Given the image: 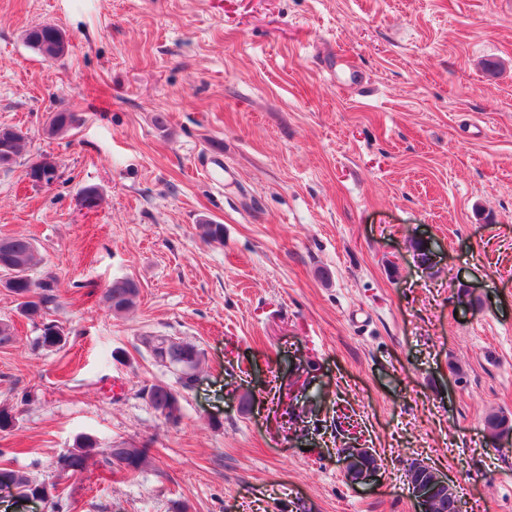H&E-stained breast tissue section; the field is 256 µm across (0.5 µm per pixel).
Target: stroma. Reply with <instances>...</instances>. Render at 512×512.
I'll return each mask as SVG.
<instances>
[{"instance_id": "35a3bbf8", "label": "stroma", "mask_w": 512, "mask_h": 512, "mask_svg": "<svg viewBox=\"0 0 512 512\" xmlns=\"http://www.w3.org/2000/svg\"><path fill=\"white\" fill-rule=\"evenodd\" d=\"M45 22L60 59L23 40ZM61 109L84 121L48 137ZM0 125L61 163L50 187L0 169V237L34 239L68 332L33 349L0 289L11 468L77 512H415V460L461 512H512V436L484 437L512 417V0H0ZM120 276L141 295L115 317ZM146 336L204 353L178 425L140 394L176 379ZM82 433L148 463L58 477ZM345 448L375 450L378 486ZM61 29L51 24H38L26 29L23 39L27 46L44 59H59L67 52L61 46V39L69 50V40ZM140 286L129 276L113 278L105 289L103 300L110 303L109 308L115 316H122L134 310L139 302ZM353 448L343 452V464L345 465V473L351 483L356 485H373L379 480L380 467L376 464V458L373 453L366 450L359 451L361 465L356 464L352 467L349 465L357 461V452ZM352 453V455H350ZM372 464V465H367Z\"/></svg>"}]
</instances>
